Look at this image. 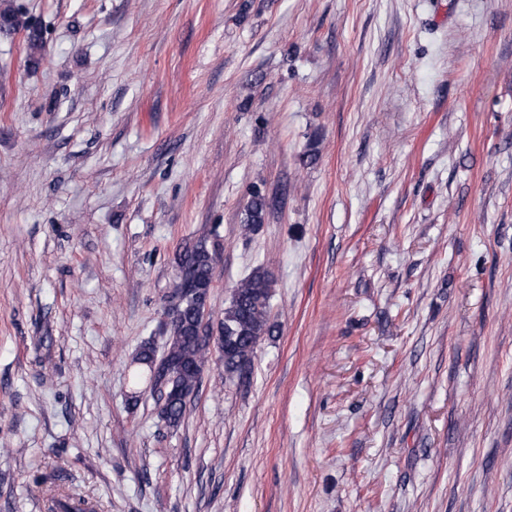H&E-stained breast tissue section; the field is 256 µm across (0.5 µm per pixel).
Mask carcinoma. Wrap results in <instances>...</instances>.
Masks as SVG:
<instances>
[{"mask_svg": "<svg viewBox=\"0 0 512 512\" xmlns=\"http://www.w3.org/2000/svg\"><path fill=\"white\" fill-rule=\"evenodd\" d=\"M0 31L25 33L28 62L39 63L44 47L43 31L33 19L15 9L10 0L0 3ZM268 208L266 196L258 189L253 190L242 218L245 229H258ZM176 264L175 292L182 294L184 301L178 315L168 323L169 336L162 355H157L154 345L147 341L132 356L130 366L134 371L129 398L130 403L137 404L141 396L138 385L142 382L153 391L165 389L164 400L158 402V417L173 430L186 416L185 398L197 392L212 351L218 352L225 378H240L250 366L261 339L272 335L275 329L270 320L273 280L258 266L233 288L213 345L202 342L199 328L217 264V253L210 247L208 236L185 245L177 254ZM50 502V512H86L87 509L85 500L75 495L53 494Z\"/></svg>", "mask_w": 512, "mask_h": 512, "instance_id": "1", "label": "carcinoma"}]
</instances>
